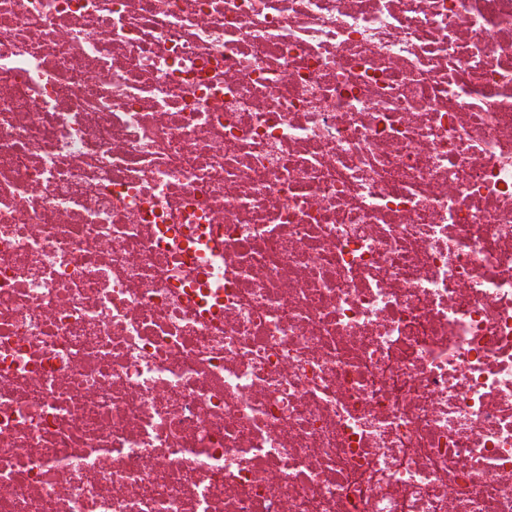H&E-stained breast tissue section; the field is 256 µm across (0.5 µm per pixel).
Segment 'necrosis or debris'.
<instances>
[{"label": "necrosis or debris", "mask_w": 512, "mask_h": 512, "mask_svg": "<svg viewBox=\"0 0 512 512\" xmlns=\"http://www.w3.org/2000/svg\"><path fill=\"white\" fill-rule=\"evenodd\" d=\"M0 512H512V0H0Z\"/></svg>", "instance_id": "necrosis-or-debris-1"}]
</instances>
